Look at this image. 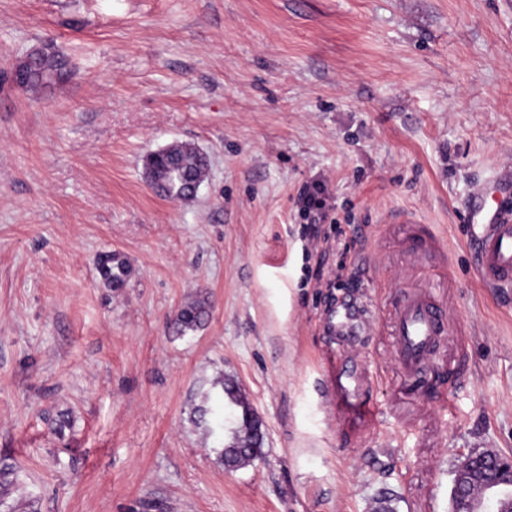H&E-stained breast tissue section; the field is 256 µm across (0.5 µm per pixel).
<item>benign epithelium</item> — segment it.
I'll list each match as a JSON object with an SVG mask.
<instances>
[{
    "label": "benign epithelium",
    "instance_id": "7a95c632",
    "mask_svg": "<svg viewBox=\"0 0 512 512\" xmlns=\"http://www.w3.org/2000/svg\"><path fill=\"white\" fill-rule=\"evenodd\" d=\"M497 469L499 479L484 486L481 499L470 498L460 487L454 483L452 500L453 512H487L489 508H505V512H512V459L504 463L501 458H485L477 452H470L460 464L461 470L472 473L481 466Z\"/></svg>",
    "mask_w": 512,
    "mask_h": 512
}]
</instances>
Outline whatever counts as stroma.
<instances>
[{
    "instance_id": "1",
    "label": "stroma",
    "mask_w": 512,
    "mask_h": 512,
    "mask_svg": "<svg viewBox=\"0 0 512 512\" xmlns=\"http://www.w3.org/2000/svg\"><path fill=\"white\" fill-rule=\"evenodd\" d=\"M41 49L67 76L18 87ZM177 141L210 159L188 203L144 176ZM510 161L512 0H0L7 505L450 512L463 455L512 458V299L477 279L461 215ZM315 179L322 224L297 206ZM107 250L130 265L117 291ZM405 289L448 309L415 378L394 357ZM198 297L209 321L176 335ZM348 354L365 424L326 390ZM227 376L264 424L234 471L211 412ZM100 275L109 288H123L129 273L125 258L118 252L108 251L98 257Z\"/></svg>"
}]
</instances>
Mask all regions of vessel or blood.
<instances>
[{
  "instance_id": "1",
  "label": "vessel or blood",
  "mask_w": 512,
  "mask_h": 512,
  "mask_svg": "<svg viewBox=\"0 0 512 512\" xmlns=\"http://www.w3.org/2000/svg\"><path fill=\"white\" fill-rule=\"evenodd\" d=\"M510 196L512 167L507 165L492 183L475 185L464 203L474 273L488 288H512V207L504 203ZM447 327L448 318L442 306L415 293L403 294L395 323L399 365L409 373L427 365L430 345ZM327 381L329 390L341 399V412L353 411L364 419L372 418L369 406L349 401V388L354 380L343 365L329 362Z\"/></svg>"
}]
</instances>
